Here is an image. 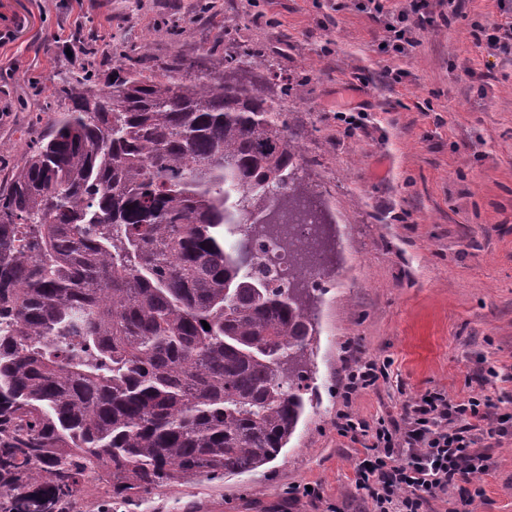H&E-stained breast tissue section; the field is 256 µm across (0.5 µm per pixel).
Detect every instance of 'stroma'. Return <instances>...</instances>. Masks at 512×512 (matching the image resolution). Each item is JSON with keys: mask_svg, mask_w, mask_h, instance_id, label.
Returning <instances> with one entry per match:
<instances>
[{"mask_svg": "<svg viewBox=\"0 0 512 512\" xmlns=\"http://www.w3.org/2000/svg\"><path fill=\"white\" fill-rule=\"evenodd\" d=\"M198 0H0V185L33 139L48 134L60 75L78 68L76 34L117 46L151 44L153 65L252 51L248 69L280 98L318 184L329 276L312 293L319 338L317 397L295 438L273 462L244 475L162 486L111 503L87 480L68 512H372L355 486L361 445L336 419L401 421L428 390L474 396L512 416V54L477 43L512 16V0H429L434 21L405 52L384 51L377 24L357 0H216L194 20ZM188 25L172 37L170 23ZM404 72L392 82L386 70ZM367 102L359 128L338 119L342 85ZM390 359L389 378L344 404L340 378L352 355ZM474 512H512V436L487 451ZM315 498H291L294 486Z\"/></svg>", "mask_w": 512, "mask_h": 512, "instance_id": "stroma-1", "label": "stroma"}]
</instances>
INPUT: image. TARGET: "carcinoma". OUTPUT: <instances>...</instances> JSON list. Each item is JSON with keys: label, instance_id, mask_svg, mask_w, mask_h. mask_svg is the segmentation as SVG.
Returning <instances> with one entry per match:
<instances>
[{"label": "carcinoma", "instance_id": "1", "mask_svg": "<svg viewBox=\"0 0 512 512\" xmlns=\"http://www.w3.org/2000/svg\"><path fill=\"white\" fill-rule=\"evenodd\" d=\"M78 49L0 189V512L257 470L312 402L306 275L258 260L320 196L280 106L232 53Z\"/></svg>", "mask_w": 512, "mask_h": 512}]
</instances>
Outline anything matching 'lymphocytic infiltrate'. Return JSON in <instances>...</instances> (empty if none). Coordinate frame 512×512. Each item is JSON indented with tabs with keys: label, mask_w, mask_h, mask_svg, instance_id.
Listing matches in <instances>:
<instances>
[{
	"label": "lymphocytic infiltrate",
	"mask_w": 512,
	"mask_h": 512,
	"mask_svg": "<svg viewBox=\"0 0 512 512\" xmlns=\"http://www.w3.org/2000/svg\"><path fill=\"white\" fill-rule=\"evenodd\" d=\"M362 9L379 24L381 44L399 53L414 44L417 29L432 21L428 0H408L391 21L382 0H367ZM389 365L386 359L354 357L342 380L344 403L377 388L388 378ZM490 407L487 400L455 401L434 389L404 405L399 425L339 413L340 436L363 447L355 485L367 492L374 512H426L431 500L483 475L488 468L484 447L512 432Z\"/></svg>",
	"instance_id": "f902f5d3"
}]
</instances>
